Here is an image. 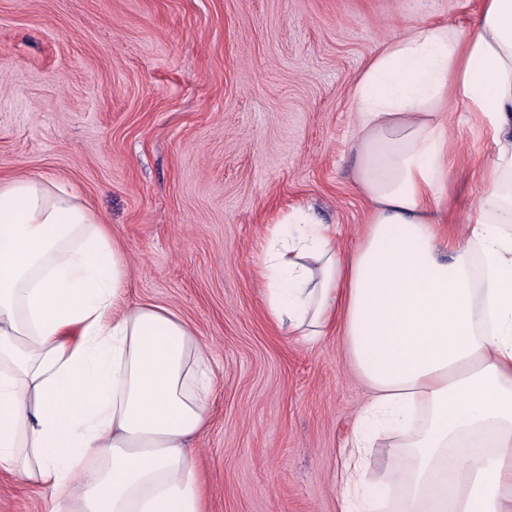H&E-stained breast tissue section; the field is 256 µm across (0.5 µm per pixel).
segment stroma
<instances>
[{
    "label": "stroma",
    "instance_id": "obj_1",
    "mask_svg": "<svg viewBox=\"0 0 512 512\" xmlns=\"http://www.w3.org/2000/svg\"><path fill=\"white\" fill-rule=\"evenodd\" d=\"M480 0H0V180L40 176L107 224L128 299L166 306L216 373L193 440L206 512H338V475L369 397L341 328L316 344L267 321L268 227L309 210L361 242L352 86L419 22L471 28ZM446 189L471 214L493 145L449 104ZM0 471V512H52Z\"/></svg>",
    "mask_w": 512,
    "mask_h": 512
}]
</instances>
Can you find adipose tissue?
Instances as JSON below:
<instances>
[{
  "label": "adipose tissue",
  "mask_w": 512,
  "mask_h": 512,
  "mask_svg": "<svg viewBox=\"0 0 512 512\" xmlns=\"http://www.w3.org/2000/svg\"><path fill=\"white\" fill-rule=\"evenodd\" d=\"M370 202L358 247L299 210L260 270L268 319L315 342L341 323L371 395L339 474L340 512H512V0L472 30L426 22L352 88ZM466 101L494 144L464 234L439 206ZM127 264L94 213L44 179L0 182V470L55 512H205L191 446L208 419L207 346L170 309L126 298ZM398 431L385 466L378 427Z\"/></svg>",
  "instance_id": "1"
}]
</instances>
